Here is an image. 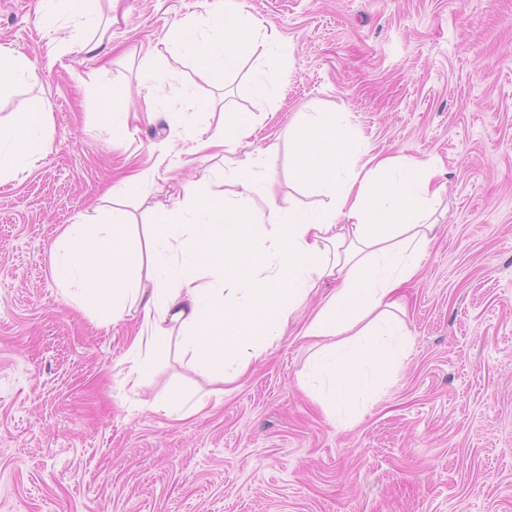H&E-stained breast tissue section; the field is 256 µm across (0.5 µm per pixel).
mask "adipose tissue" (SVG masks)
<instances>
[{"instance_id": "1", "label": "adipose tissue", "mask_w": 512, "mask_h": 512, "mask_svg": "<svg viewBox=\"0 0 512 512\" xmlns=\"http://www.w3.org/2000/svg\"><path fill=\"white\" fill-rule=\"evenodd\" d=\"M98 0H39L47 29L62 18L96 26ZM256 24L238 0H225L204 25L184 22L163 41L166 54L191 58L223 79L249 54ZM295 146V174L326 202L281 210L257 207L266 183L262 153L235 159L255 129L234 113L216 146L231 158L205 195L152 212L146 243L126 233L118 208L102 205L69 225L52 269L69 303L94 301L107 322L129 311L141 328L121 385L136 392L156 351L178 340L194 371L217 386L234 383L276 340L279 329L320 285L338 283L300 331L314 354L301 381L329 416H353L371 402L384 373L406 354L408 331L398 290L419 273L433 239L441 189L433 161L374 154L344 112H311ZM50 113L21 105L0 125V183L47 154Z\"/></svg>"}]
</instances>
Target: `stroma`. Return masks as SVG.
Returning a JSON list of instances; mask_svg holds the SVG:
<instances>
[{"mask_svg": "<svg viewBox=\"0 0 512 512\" xmlns=\"http://www.w3.org/2000/svg\"><path fill=\"white\" fill-rule=\"evenodd\" d=\"M215 5L100 0L109 45L86 58L64 48L74 25L48 31L35 0H0V47L39 72L0 99V123L22 101L52 117L49 153L0 184V512H512V0H245L257 36L223 83L155 59ZM274 34L288 68L261 102L250 88ZM113 85L132 98L118 140L100 110ZM230 109L256 119L236 157L265 154L260 207L320 202L291 161L307 112L348 113L374 151L441 171L437 237L402 289L407 354L352 419L299 384L318 298L223 399L173 343L130 398L140 314L99 326L52 275L58 237L105 191L135 234L186 184L223 177L222 149L201 143ZM176 393L207 405L170 417L159 404Z\"/></svg>", "mask_w": 512, "mask_h": 512, "instance_id": "1", "label": "stroma"}]
</instances>
